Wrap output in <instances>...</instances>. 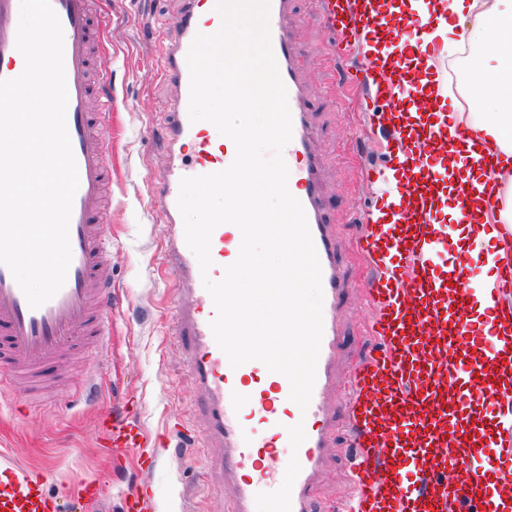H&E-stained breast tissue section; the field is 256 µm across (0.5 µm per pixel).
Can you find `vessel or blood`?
Segmentation results:
<instances>
[{"label": "vessel or blood", "instance_id": "obj_1", "mask_svg": "<svg viewBox=\"0 0 512 512\" xmlns=\"http://www.w3.org/2000/svg\"><path fill=\"white\" fill-rule=\"evenodd\" d=\"M110 0H51L64 34L68 90L66 126L79 188L69 224L72 261L62 289L31 308L8 267L0 265V367L15 392L47 370L69 366L68 338L103 343L112 317V267L104 260L112 159L105 131L108 111L92 109L112 77L106 30ZM217 0H183L174 24L157 38L158 73L175 95L162 117L165 152L151 181L161 216L166 268L176 283L171 321L195 375L198 405L206 415L205 442L224 449L232 493L228 512H255V497L278 489L296 454L301 470L291 491V512H311L312 492L323 477L337 415L354 436L351 484L344 512H512V262L495 247L479 245L491 282L468 287L458 269H437L448 250V227L438 221L448 179L447 158L462 168L475 162L459 133L448 141V119L437 116L448 75L440 68L439 19L447 0H429L430 18L383 11L382 0H315L331 28L346 36L335 54L350 55L351 36L365 35L383 48L368 56L363 124L384 128L395 166L366 163L365 184L398 174L400 198L373 197L358 213L365 230L353 243L369 274L360 288L370 317L365 333L374 349L339 372L341 312L350 284L343 253L325 220V196L304 79L305 50L287 24L292 0H270L269 30L279 74L287 89L292 139L283 155L288 189L302 204L322 271L323 335L316 381L307 410L290 400V383L258 361L231 367L210 328L213 300L203 275L221 279L238 257L239 228L219 225L211 236L213 265L201 272L185 239L177 200L180 181L222 171L235 157L230 139L212 140L189 119L187 54L196 34L222 25ZM20 0H0V79L25 66L16 47ZM437 86L424 89L423 80ZM475 189H457L459 221L483 223L493 200L475 208ZM485 320L475 325V309ZM303 424L305 441L292 448L288 428ZM101 444L123 456L148 445L131 414L100 425ZM54 499L29 471L0 469V512H55Z\"/></svg>", "mask_w": 512, "mask_h": 512}]
</instances>
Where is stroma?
<instances>
[{
	"mask_svg": "<svg viewBox=\"0 0 512 512\" xmlns=\"http://www.w3.org/2000/svg\"><path fill=\"white\" fill-rule=\"evenodd\" d=\"M182 0H112L107 39L112 51V218L108 247L112 258V299L116 314L99 350L87 354L59 376L55 399L0 393V451H12L21 465L37 469L45 459L54 467L47 491L63 512H119L123 490L147 486L156 512H221L223 451L201 448L199 454L177 452L175 422L201 426L203 414L187 358L168 333L175 284L166 267L162 226L152 203L150 179L162 161L157 126L171 96L169 84L156 75V47L147 29L172 19ZM311 62V108L322 153L328 217L343 245L361 233L352 221L372 194L362 181L356 147L367 138L358 96L339 102L324 98L334 65L331 33L314 0H295L290 17ZM352 289L342 313L343 362L363 354L362 324L367 317L359 282L366 268L345 260ZM129 401L137 402L141 425L151 447L114 456L98 445V428ZM351 435L337 424L324 456L325 481L315 490L312 512H331L341 484L351 477ZM93 479L101 489L83 495L79 480Z\"/></svg>",
	"mask_w": 512,
	"mask_h": 512,
	"instance_id": "obj_1",
	"label": "stroma"
}]
</instances>
